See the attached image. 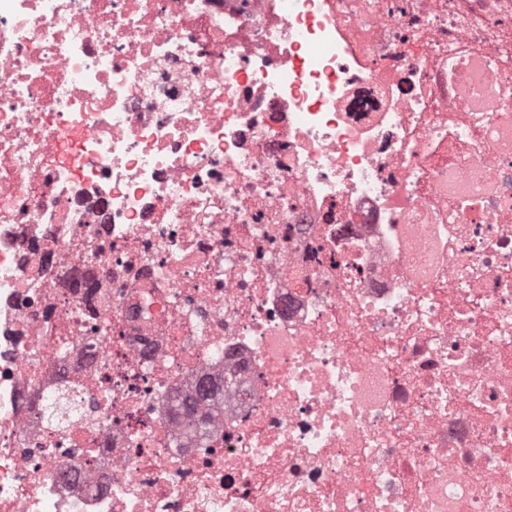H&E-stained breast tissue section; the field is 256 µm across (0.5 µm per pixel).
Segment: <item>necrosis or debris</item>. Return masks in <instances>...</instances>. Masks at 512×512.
Instances as JSON below:
<instances>
[{
    "mask_svg": "<svg viewBox=\"0 0 512 512\" xmlns=\"http://www.w3.org/2000/svg\"><path fill=\"white\" fill-rule=\"evenodd\" d=\"M0 512H512V0H0Z\"/></svg>",
    "mask_w": 512,
    "mask_h": 512,
    "instance_id": "4bbe7bcc",
    "label": "necrosis or debris"
}]
</instances>
